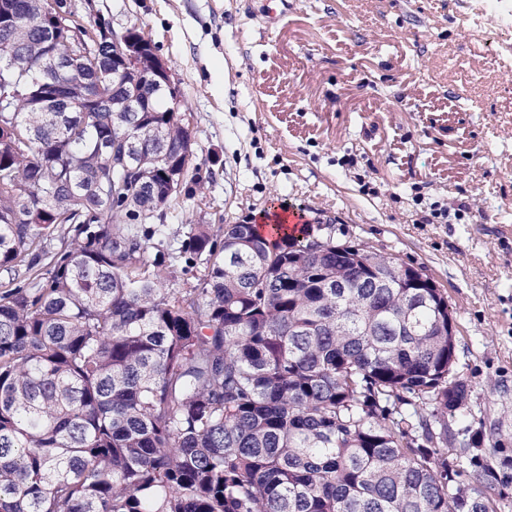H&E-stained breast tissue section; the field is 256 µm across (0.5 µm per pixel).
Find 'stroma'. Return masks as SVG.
<instances>
[{"instance_id": "stroma-1", "label": "stroma", "mask_w": 512, "mask_h": 512, "mask_svg": "<svg viewBox=\"0 0 512 512\" xmlns=\"http://www.w3.org/2000/svg\"><path fill=\"white\" fill-rule=\"evenodd\" d=\"M72 2L140 25L188 107L208 182L168 238L291 208L442 289L469 387L451 426L480 436L512 512V58L493 54L512 28L475 23L474 0Z\"/></svg>"}]
</instances>
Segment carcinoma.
Returning a JSON list of instances; mask_svg holds the SVG:
<instances>
[{
	"mask_svg": "<svg viewBox=\"0 0 512 512\" xmlns=\"http://www.w3.org/2000/svg\"><path fill=\"white\" fill-rule=\"evenodd\" d=\"M18 2L0 44L25 64L0 55V85L41 79L48 51L47 0ZM54 78L102 93L65 114L18 97L0 129V512H494L495 473L448 460L469 389L440 290L309 225L187 224L164 245L205 189L195 162L163 191L194 148L182 104L123 110L141 80L108 45Z\"/></svg>",
	"mask_w": 512,
	"mask_h": 512,
	"instance_id": "cac0c4a2",
	"label": "carcinoma"
}]
</instances>
